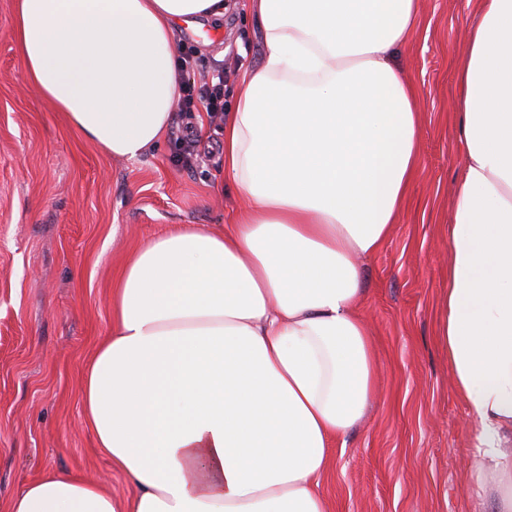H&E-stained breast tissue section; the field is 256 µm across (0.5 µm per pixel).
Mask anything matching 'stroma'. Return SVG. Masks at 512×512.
<instances>
[{"instance_id":"1","label":"stroma","mask_w":512,"mask_h":512,"mask_svg":"<svg viewBox=\"0 0 512 512\" xmlns=\"http://www.w3.org/2000/svg\"><path fill=\"white\" fill-rule=\"evenodd\" d=\"M475 11L474 0H420L417 33L395 56L418 90L420 167L399 223L363 264L379 394L321 480L332 512H487L468 483L477 423L434 342L464 162L451 98ZM12 23L13 0H0V512L49 472L97 483L124 507L135 489L81 405L85 363L112 328V282L138 247L181 224L223 231L246 202L223 190L222 120L196 113L192 173L166 138L135 161L105 155L31 84ZM177 43L196 50L192 80L231 67L228 97L263 53L247 0L180 25Z\"/></svg>"}]
</instances>
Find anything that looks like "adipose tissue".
I'll use <instances>...</instances> for the list:
<instances>
[{
  "label": "adipose tissue",
  "mask_w": 512,
  "mask_h": 512,
  "mask_svg": "<svg viewBox=\"0 0 512 512\" xmlns=\"http://www.w3.org/2000/svg\"><path fill=\"white\" fill-rule=\"evenodd\" d=\"M248 9L265 51L224 116V178L248 210L139 249L84 371V419L137 490L126 512H330L321 478L377 391L361 263L417 171L416 91L394 56L419 0ZM223 15L224 0H14L12 33L65 123L133 161L172 122L176 26ZM457 83L465 163L436 341L479 424L470 483L512 512V0H477ZM10 512L117 510L49 474Z\"/></svg>",
  "instance_id": "adipose-tissue-1"
}]
</instances>
